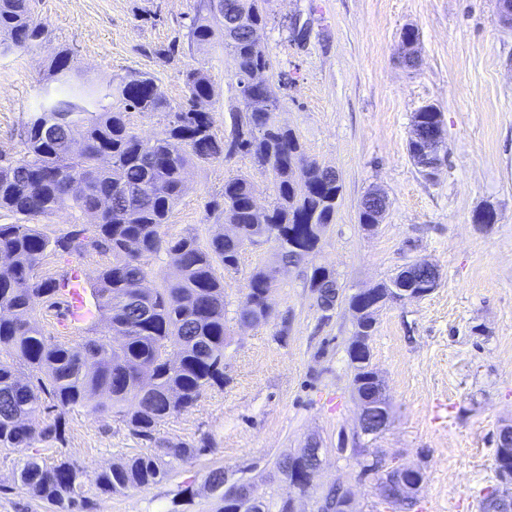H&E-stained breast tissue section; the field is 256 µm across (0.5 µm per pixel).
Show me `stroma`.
I'll return each mask as SVG.
<instances>
[{
	"label": "stroma",
	"mask_w": 512,
	"mask_h": 512,
	"mask_svg": "<svg viewBox=\"0 0 512 512\" xmlns=\"http://www.w3.org/2000/svg\"><path fill=\"white\" fill-rule=\"evenodd\" d=\"M201 0H36L48 35L0 56V155L22 149L19 130L38 111L52 81L54 55L71 50L79 74L99 87L149 74L172 104L185 99L183 72L205 70L215 96L207 103L218 138L228 137L242 107L234 62L216 43L190 46L188 31ZM260 32L269 61L264 76L280 99L279 124L292 129L304 162L339 175L342 195L319 248L298 265L282 262L275 242L245 248L224 275V387L214 388L152 438L118 419L86 411L68 418L63 456L87 473L133 455H150L161 440L213 439L209 455L180 466L160 484L94 498L92 512H164L182 482L196 492L189 512H209L204 486L211 465L251 483L272 480L277 459L317 438L323 468L303 498L315 512L323 489L350 487L359 512H394L377 474L362 473L352 448L361 444L385 467H420L424 482L410 512H479L500 480L499 430L512 425V29L497 0H267ZM419 34L417 67L400 55L405 28ZM437 105L447 162L425 179L407 152L412 115ZM249 176L261 206L275 199L267 171L245 155L195 164L164 231L192 232L207 243L223 229L210 201L224 182ZM379 188L388 208L365 231L359 207ZM492 208L491 228L473 214ZM425 259L440 272L419 300L379 309L369 339L371 365L383 379L394 414L377 437L354 440L357 404L348 346L354 318L347 304L317 305L307 276L333 272L343 295L386 282L402 266ZM276 271L269 322L239 325L236 310L250 273ZM16 455L0 457V512H45L14 486Z\"/></svg>",
	"instance_id": "stroma-1"
}]
</instances>
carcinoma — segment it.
Returning <instances> with one entry per match:
<instances>
[{"instance_id": "carcinoma-1", "label": "carcinoma", "mask_w": 512, "mask_h": 512, "mask_svg": "<svg viewBox=\"0 0 512 512\" xmlns=\"http://www.w3.org/2000/svg\"><path fill=\"white\" fill-rule=\"evenodd\" d=\"M266 0H203L188 40L200 48L224 40L234 60L236 84L256 69L267 67L263 50L248 30L268 23ZM45 25L34 15L33 0H0V54L41 41ZM73 55L64 49L49 67L59 88L43 111L29 113L20 156L0 162V211L18 217L0 224V251L9 264L0 267V456L18 455L17 482L33 500L51 512H88L90 492L120 495L173 477L175 466L212 452L209 437L194 444L162 441L151 456H132L89 475L60 456H42L65 441L69 414L78 409L119 418L133 434L150 438L164 420L196 406L212 388L224 386V351L231 343L225 321L224 280L215 266L234 270L246 242L261 234L277 243L283 259L304 260L289 248L288 235L315 249L336 213L342 192L330 169L312 165L294 179L291 158L300 143L289 128L276 123L272 111L250 108L241 98L244 115L224 140L213 132L212 116L196 109L215 95L209 75L189 66L183 72L185 101L174 106L147 76L121 78L102 91L69 82ZM118 95L121 107L103 104ZM99 111L91 112L90 107ZM129 112H163L164 130L143 138L129 127ZM265 128L266 136L239 150L268 171L276 197L258 221L248 206L252 183L245 175L224 182V223L238 226V236L212 237L205 245L189 233L168 238L163 232L184 190V174L196 162L233 155L239 126ZM79 144L78 153L67 143ZM71 208L94 218L72 224L50 237L34 220ZM109 252L112 261L91 288L95 318L87 335L73 341L48 339L36 320L39 304L59 295L63 276L44 277L38 269L45 254L82 255ZM172 268L157 288L139 283L152 275L150 260L159 257ZM321 305L338 298L332 272L315 267L309 277ZM274 271L253 270L238 322H268L273 315L264 294L274 288ZM103 330H98V327ZM354 384L366 390L373 369L370 354L350 344ZM47 413L36 428L31 415ZM226 471L211 468L206 482L218 492L214 512H239L240 502L224 495ZM258 512H286V497L255 489Z\"/></svg>"}]
</instances>
